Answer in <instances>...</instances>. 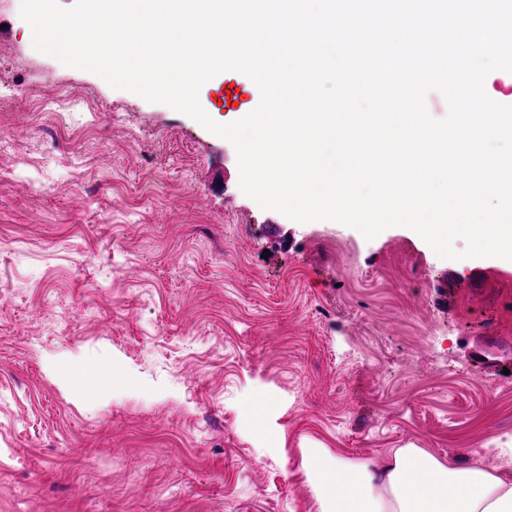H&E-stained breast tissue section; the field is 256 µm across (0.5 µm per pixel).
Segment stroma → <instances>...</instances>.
Returning a JSON list of instances; mask_svg holds the SVG:
<instances>
[{
    "mask_svg": "<svg viewBox=\"0 0 512 512\" xmlns=\"http://www.w3.org/2000/svg\"><path fill=\"white\" fill-rule=\"evenodd\" d=\"M20 7L0 0V512H319L304 448H512L511 264L262 209L229 141L38 52ZM230 85L260 103L225 71L198 94L220 124Z\"/></svg>",
    "mask_w": 512,
    "mask_h": 512,
    "instance_id": "35a3bbf8",
    "label": "stroma"
}]
</instances>
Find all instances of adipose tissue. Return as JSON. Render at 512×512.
<instances>
[{"mask_svg":"<svg viewBox=\"0 0 512 512\" xmlns=\"http://www.w3.org/2000/svg\"><path fill=\"white\" fill-rule=\"evenodd\" d=\"M320 512H512V478L480 462H444L421 448H396L382 465L301 451Z\"/></svg>","mask_w":512,"mask_h":512,"instance_id":"adipose-tissue-1","label":"adipose tissue"}]
</instances>
